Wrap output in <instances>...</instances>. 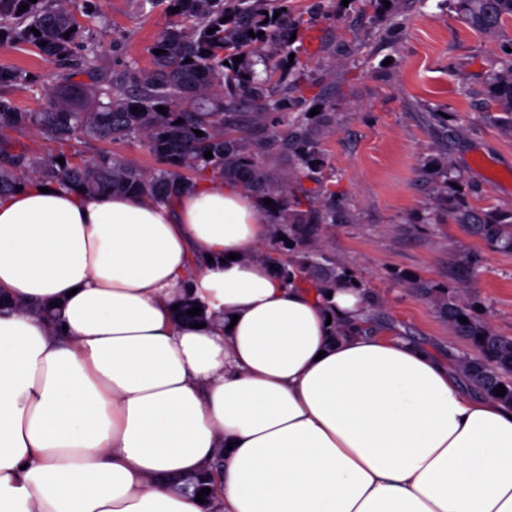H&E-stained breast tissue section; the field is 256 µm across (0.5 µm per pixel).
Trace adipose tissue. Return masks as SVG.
<instances>
[{
	"mask_svg": "<svg viewBox=\"0 0 512 512\" xmlns=\"http://www.w3.org/2000/svg\"><path fill=\"white\" fill-rule=\"evenodd\" d=\"M274 222L235 181L0 195V512H204L219 453L216 512H512V406L370 289L284 282Z\"/></svg>",
	"mask_w": 512,
	"mask_h": 512,
	"instance_id": "obj_1",
	"label": "adipose tissue"
}]
</instances>
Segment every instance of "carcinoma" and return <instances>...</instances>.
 <instances>
[{
	"label": "carcinoma",
	"instance_id": "obj_1",
	"mask_svg": "<svg viewBox=\"0 0 512 512\" xmlns=\"http://www.w3.org/2000/svg\"><path fill=\"white\" fill-rule=\"evenodd\" d=\"M464 2L467 21L476 29L497 28L512 18V0ZM166 7L179 12L169 14L170 22L148 49L150 66L126 65L111 80L98 72L100 43L82 21L100 13L95 0H0L1 50L30 45L65 64L48 85L33 72L0 66V194L35 180L87 195L129 193L164 201L199 180H236L276 208L278 230L265 249L267 258L281 264L283 277L299 273L319 287L353 285L355 276L311 241L317 225L337 223L345 199L321 177L319 144L333 123L331 105L310 116L301 77L288 72L289 55L299 52L292 33L309 20L289 10L288 0H167ZM251 30L264 36L253 38ZM157 49L163 53L155 54ZM258 63L261 74L254 69ZM38 88L45 104L37 111L19 107L9 96ZM490 92L512 112V64L492 77ZM25 129L36 130L58 151L19 147L13 134ZM81 139L139 145L159 167L146 171L106 151L87 157L74 146ZM206 151L212 157H204ZM271 154L287 156L290 167L269 168L265 158ZM303 177L315 187L297 188ZM510 218L469 205L454 215L465 231L504 250L512 249ZM481 311L468 297L441 306L448 323L474 348L475 355L461 362L470 385L494 398L501 384L506 393L499 400L512 405V337L487 327ZM221 468L219 454L211 470L192 477L194 492L211 486Z\"/></svg>",
	"mask_w": 512,
	"mask_h": 512
}]
</instances>
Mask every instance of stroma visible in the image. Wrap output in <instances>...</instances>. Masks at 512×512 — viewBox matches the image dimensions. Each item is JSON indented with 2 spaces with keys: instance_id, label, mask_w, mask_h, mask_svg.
Returning <instances> with one entry per match:
<instances>
[{
  "instance_id": "35a3bbf8",
  "label": "stroma",
  "mask_w": 512,
  "mask_h": 512,
  "mask_svg": "<svg viewBox=\"0 0 512 512\" xmlns=\"http://www.w3.org/2000/svg\"><path fill=\"white\" fill-rule=\"evenodd\" d=\"M381 17L360 0H335L298 32L306 96L326 93L334 123L321 145L323 174L347 199L335 227L319 229L324 250L385 300L383 321L452 359L468 351L438 305L465 295L484 323L512 337V251L490 248L448 215L463 201L512 210V115L493 100L488 78L512 58V20L472 28L458 0H389ZM88 22L101 41L99 70L118 60L149 64L166 26L163 7L99 0ZM447 115L445 123L433 114ZM428 283L422 297L410 281Z\"/></svg>"
}]
</instances>
